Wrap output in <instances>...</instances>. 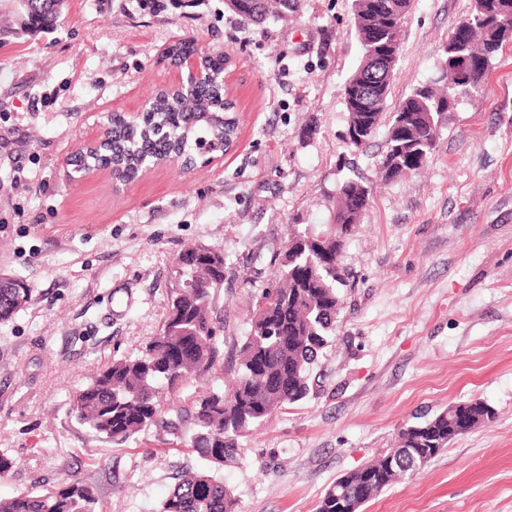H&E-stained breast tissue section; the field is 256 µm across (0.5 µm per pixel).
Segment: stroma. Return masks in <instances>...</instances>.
<instances>
[{"instance_id": "obj_1", "label": "stroma", "mask_w": 512, "mask_h": 512, "mask_svg": "<svg viewBox=\"0 0 512 512\" xmlns=\"http://www.w3.org/2000/svg\"><path fill=\"white\" fill-rule=\"evenodd\" d=\"M0 0V274L29 303L0 322V453L19 466L0 496L69 471L104 512H156L201 460L192 428H150L118 445L81 425L72 398L112 359L137 354L166 319L186 246L224 255L216 341L234 361L292 224H326L349 178L373 181L343 242L336 334L306 399L239 441L220 473L242 512H315L337 477L388 448L415 418L480 400L492 421L457 437L364 512H512V41L479 93L444 113L419 173L376 171L388 126L352 148L346 78L362 56L353 0H296L256 24L224 0L160 11L143 0H64L50 33H25ZM474 0H414L387 97L394 112L446 64ZM221 51L238 107L233 148L194 170L161 164L117 188L67 157L107 114L173 87L178 40Z\"/></svg>"}]
</instances>
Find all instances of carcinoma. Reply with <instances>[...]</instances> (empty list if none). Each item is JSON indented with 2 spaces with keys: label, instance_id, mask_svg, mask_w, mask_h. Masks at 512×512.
<instances>
[{
  "label": "carcinoma",
  "instance_id": "1",
  "mask_svg": "<svg viewBox=\"0 0 512 512\" xmlns=\"http://www.w3.org/2000/svg\"><path fill=\"white\" fill-rule=\"evenodd\" d=\"M24 27L31 32L54 29L61 17L63 0H15ZM384 13L375 24L378 41L361 44L362 60L345 80L343 94L366 82L372 58L385 40L400 39L401 24L413 0H384ZM294 0H247L252 21L262 23L271 15L292 8ZM459 28L467 32L466 48L448 40L445 54H483L484 71L471 73L450 88L438 79L419 86L389 120L385 157L399 162L426 160L439 133L427 122L402 133L400 114L416 112L439 122V103L448 94L456 101L479 92L496 52L512 31V0H475L471 15ZM194 52L189 40L172 44L165 59L178 64ZM202 80L189 92L158 93L150 108L136 120L112 113V130L101 147L77 153L73 165L80 173L90 167L110 172L114 182H131L147 164L165 163L178 157L186 162L227 152L237 131L236 105L224 83L227 56L199 58ZM390 84L367 97L373 117L372 132L379 127ZM370 188L362 180L342 182L333 201L328 231L316 233L301 224L289 225L288 246L277 264L275 285L262 295L250 330L238 352V364L230 389L212 390L192 402L190 409L164 402L193 377L212 371L220 362L215 342L213 295L224 285V255L201 244L186 247L176 258L184 276L183 286L170 296L162 332L140 354L115 359L97 372L72 399V413L83 426L107 440L122 444L151 427L174 429L171 415L190 420L191 448L205 468L185 473L156 512H239V499L217 476L225 464L236 460L239 438L264 424L277 410L303 400L310 387V370L320 352L335 335L341 310L339 288L344 269L325 270L314 262L318 244L343 247L350 231L348 202ZM32 288L0 282V321L11 319L28 302ZM494 409L481 402L452 404L432 416L404 426L399 446L378 455L363 467L344 474L327 489L316 512H361L370 499L398 479L416 470L424 454L434 457L448 448V440L486 423ZM0 512H102L95 488L75 473L57 487L19 491L0 497Z\"/></svg>",
  "mask_w": 512,
  "mask_h": 512
}]
</instances>
